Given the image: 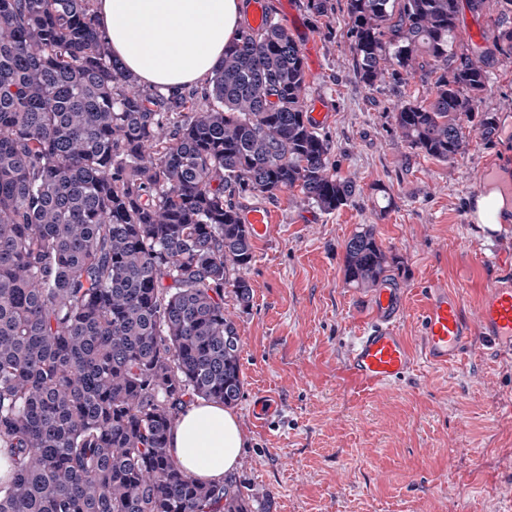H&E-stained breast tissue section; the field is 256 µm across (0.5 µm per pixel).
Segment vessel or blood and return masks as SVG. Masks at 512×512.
Here are the masks:
<instances>
[{
  "instance_id": "obj_1",
  "label": "vessel or blood",
  "mask_w": 512,
  "mask_h": 512,
  "mask_svg": "<svg viewBox=\"0 0 512 512\" xmlns=\"http://www.w3.org/2000/svg\"><path fill=\"white\" fill-rule=\"evenodd\" d=\"M242 221L259 238L273 228L268 209L249 208ZM373 318L364 324L351 343L342 372L346 389L365 394L398 380L409 369L412 349L400 330L405 304L400 292L379 289L372 299ZM422 357L436 367H449L461 358L472 336H481L492 347L512 348V272L502 271L480 292L474 319H467L459 295L433 287L425 294L420 311ZM278 406L270 393L260 394L253 405L258 425H268Z\"/></svg>"
}]
</instances>
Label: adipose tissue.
Instances as JSON below:
<instances>
[{
    "mask_svg": "<svg viewBox=\"0 0 512 512\" xmlns=\"http://www.w3.org/2000/svg\"><path fill=\"white\" fill-rule=\"evenodd\" d=\"M112 55L142 83L171 91L209 76L243 26L246 0H96ZM245 435L219 403L187 406L169 452L188 475L220 482L237 468Z\"/></svg>",
    "mask_w": 512,
    "mask_h": 512,
    "instance_id": "adipose-tissue-1",
    "label": "adipose tissue"
}]
</instances>
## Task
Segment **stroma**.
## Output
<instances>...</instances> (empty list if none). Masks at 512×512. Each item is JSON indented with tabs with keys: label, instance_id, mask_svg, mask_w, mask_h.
Listing matches in <instances>:
<instances>
[{
	"label": "stroma",
	"instance_id": "obj_1",
	"mask_svg": "<svg viewBox=\"0 0 512 512\" xmlns=\"http://www.w3.org/2000/svg\"><path fill=\"white\" fill-rule=\"evenodd\" d=\"M330 2L321 17L307 0H292L288 13L282 0H267L297 44L317 47L306 100L326 103L318 130L356 192L330 213L287 192L240 199L271 208L275 225L255 242L245 272L249 307L224 293L243 344V395L233 411L246 441L233 476L254 495V512H503L512 494V353H492L477 338L454 366L417 358L400 381L360 397L338 373L373 296L344 278L345 243L358 228L373 225L400 260L388 285L407 301L401 331L416 351L428 286L460 293L471 310L476 285L499 273L477 256L512 260V215L496 230L463 221L477 173L512 154V59L489 70L481 108L494 113V131L470 128L465 152L442 163L408 148L393 125L397 105L425 98V76L358 82L345 0ZM262 389L280 402L272 427L252 417Z\"/></svg>",
	"mask_w": 512,
	"mask_h": 512
}]
</instances>
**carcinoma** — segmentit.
I'll use <instances>...</instances> for the list:
<instances>
[{
	"label": "carcinoma",
	"instance_id": "carcinoma-1",
	"mask_svg": "<svg viewBox=\"0 0 512 512\" xmlns=\"http://www.w3.org/2000/svg\"><path fill=\"white\" fill-rule=\"evenodd\" d=\"M96 0H0V512H252L237 482L193 479L168 441L185 407L242 396L224 284L249 305L239 198L298 190L332 212L354 184L307 116L306 66L274 18L244 26L201 90L144 86L112 57ZM491 45L458 41L460 0H346L355 78L435 73L394 113L413 150L466 147L489 68L512 59V0H467ZM373 229L348 284L398 267Z\"/></svg>",
	"mask_w": 512,
	"mask_h": 512
}]
</instances>
